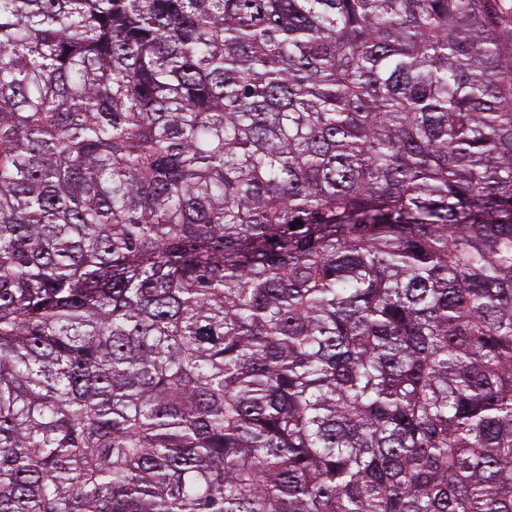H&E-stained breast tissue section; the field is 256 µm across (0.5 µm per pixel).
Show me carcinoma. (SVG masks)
<instances>
[{"instance_id":"carcinoma-1","label":"carcinoma","mask_w":512,"mask_h":512,"mask_svg":"<svg viewBox=\"0 0 512 512\" xmlns=\"http://www.w3.org/2000/svg\"><path fill=\"white\" fill-rule=\"evenodd\" d=\"M0 512H512V0H0Z\"/></svg>"}]
</instances>
